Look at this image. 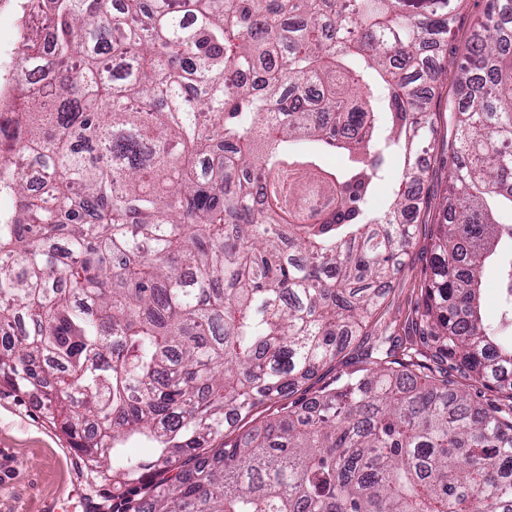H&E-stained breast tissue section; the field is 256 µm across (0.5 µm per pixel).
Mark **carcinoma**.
I'll return each instance as SVG.
<instances>
[{
	"mask_svg": "<svg viewBox=\"0 0 512 512\" xmlns=\"http://www.w3.org/2000/svg\"><path fill=\"white\" fill-rule=\"evenodd\" d=\"M459 3L44 0L53 80L0 94V384L46 404L115 512H512V338L481 314L512 244V0L455 63L419 343L376 336L280 406L363 335L412 246L411 154L448 81L427 59ZM499 294L512 323V256ZM370 340V336H368V339L365 340V344ZM365 344H363V347ZM354 346L348 349L346 354L341 359L336 361V365H332L318 371L299 389V391L292 398L282 401V403L285 404L284 406H288V402L291 400L302 397H309L320 386L331 384L336 380L337 377L344 375L345 372L350 371L355 358H357V355L360 354V352L363 350V347L361 349H355Z\"/></svg>",
	"mask_w": 512,
	"mask_h": 512,
	"instance_id": "1",
	"label": "carcinoma"
}]
</instances>
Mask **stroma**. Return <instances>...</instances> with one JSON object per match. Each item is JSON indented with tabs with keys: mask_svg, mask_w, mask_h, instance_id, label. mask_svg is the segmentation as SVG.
Wrapping results in <instances>:
<instances>
[{
	"mask_svg": "<svg viewBox=\"0 0 512 512\" xmlns=\"http://www.w3.org/2000/svg\"><path fill=\"white\" fill-rule=\"evenodd\" d=\"M433 107L440 113L433 136L442 146L422 159L427 180L420 191V223L383 306L368 326L373 335L387 331L405 340L415 336V312L427 283L433 233L448 188L447 144L453 139L446 98L434 99ZM78 488L98 504L112 494L111 486L86 478L75 449L60 427L48 421L42 405L0 386V512H83L74 495Z\"/></svg>",
	"mask_w": 512,
	"mask_h": 512,
	"instance_id": "1",
	"label": "stroma"
}]
</instances>
